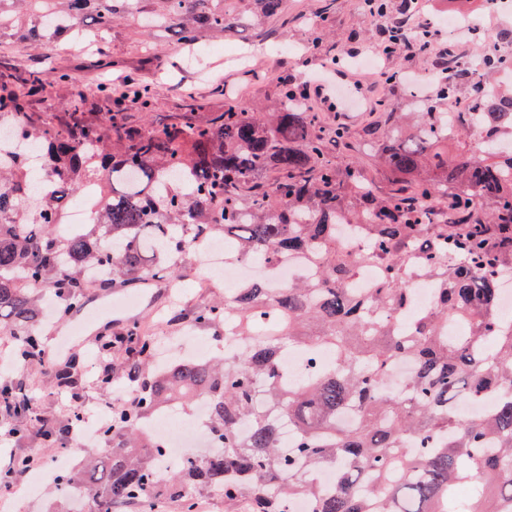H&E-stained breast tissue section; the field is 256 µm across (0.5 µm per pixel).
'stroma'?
Segmentation results:
<instances>
[{
    "mask_svg": "<svg viewBox=\"0 0 512 512\" xmlns=\"http://www.w3.org/2000/svg\"><path fill=\"white\" fill-rule=\"evenodd\" d=\"M382 19L370 18L363 0H285L283 14L266 20L261 26L224 38L206 39L198 46L200 62L171 71L165 60L177 50L172 39H148L137 22L114 25L104 37V48L112 59L121 64L123 76L157 88L148 124L157 128L172 122L185 112L188 102L211 110L219 106L215 90L226 86L248 109H256L274 100L279 92L278 75L292 77L296 83H305L308 76L338 64L352 72L359 60L374 57L379 70H403L427 80V93L435 97L438 110H446L447 100L438 99V82L433 79L429 58L415 54L382 56L379 52V30ZM44 66L66 69L77 78L80 86L93 87L105 76L96 65L95 53L69 41H61L42 50L37 57ZM28 52L18 49L0 50V67H25L31 59ZM203 264L194 262L185 269L181 282L182 297L168 303L161 287L137 288L115 284L110 288L97 286L81 291L80 310L66 313L52 295L44 297V321L48 326L68 329L83 321L100 305L139 295L140 304L125 308L95 321L90 330L68 345L69 358L75 359L81 369V381L71 392H61L49 384L40 372L28 370L20 379L36 398L38 413L55 423H63L73 405L88 409L108 402H118L127 392V383L120 368H108L99 353V339L122 335L133 322L151 325L156 306H163L169 318L166 329L155 333L154 339L164 348L172 347L179 354H187L193 338L212 340V354L220 357L224 347L217 341L212 328L195 325L193 309L205 300L224 296V283L214 280L208 292L197 286L204 276ZM111 370L112 388L102 389L96 384L104 370Z\"/></svg>",
    "mask_w": 512,
    "mask_h": 512,
    "instance_id": "stroma-1",
    "label": "stroma"
}]
</instances>
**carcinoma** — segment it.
<instances>
[{"label":"carcinoma","mask_w":512,"mask_h":512,"mask_svg":"<svg viewBox=\"0 0 512 512\" xmlns=\"http://www.w3.org/2000/svg\"><path fill=\"white\" fill-rule=\"evenodd\" d=\"M0 0V39L38 51L63 34L47 35L53 17H68L75 39L98 43L112 25L137 20L158 38L192 49L205 36H224L280 15L284 0ZM509 34L496 37L479 65L467 66L448 47V74L439 96L458 90L461 76L512 66L495 56ZM73 74L33 65L0 71V126L8 123L42 155L45 187L30 189L17 163L0 161V336L15 343L18 371H41L57 388L70 386L78 365L50 361L38 326L43 289L60 305L77 306L93 269L113 280H172L184 253L198 242L226 238L231 261L301 255L311 279L286 288L254 283L194 310L209 328L235 320L246 347L224 358L177 359L153 374L129 379L136 404L112 409L104 431L108 451L56 484L82 491L91 512H122L165 497L192 512L195 493L217 490L236 512H289L297 498L312 512H512V322L499 313L500 291L512 284V96L487 87L489 108L438 112L432 100L408 133L398 113L358 134L338 122L326 132L281 84L275 105L249 111L235 97L215 112L191 111L160 128L137 130L155 89L131 84L97 89L107 108L96 116L82 90L63 112H31L28 97L48 83L71 84ZM469 141L471 150L438 148ZM371 150L389 178L378 192L357 160L339 167L336 147ZM96 180L107 194L92 224L70 236L58 226L82 186ZM355 226L368 238L362 254L340 243ZM366 264L381 268L380 287L365 296L344 283ZM435 279L433 307L398 324L410 307L406 270ZM125 352L145 357L151 336L132 324ZM300 345L331 362L289 383L281 356ZM401 359L411 369L400 386L387 385ZM209 404L207 431L219 449L158 477L163 445L142 423L156 411L197 398ZM497 398L485 411L462 414L457 403ZM353 411L349 426L341 417ZM19 420L18 437L39 426L45 447L68 450L75 421L56 425L38 414L32 395L0 382V413ZM295 432L281 451L278 417ZM40 461L17 457L0 466V492ZM336 473L333 490L316 482ZM462 484L475 487L469 500Z\"/></svg>","instance_id":"carcinoma-1"}]
</instances>
